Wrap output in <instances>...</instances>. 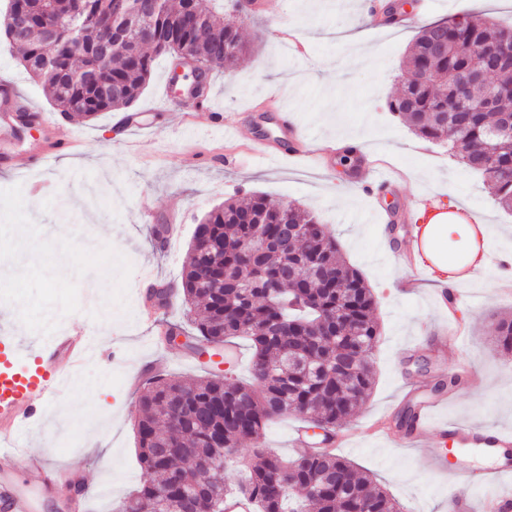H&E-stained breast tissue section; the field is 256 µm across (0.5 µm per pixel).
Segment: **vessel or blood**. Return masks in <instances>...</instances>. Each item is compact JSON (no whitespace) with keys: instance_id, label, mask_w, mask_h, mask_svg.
Masks as SVG:
<instances>
[{"instance_id":"b4317fda","label":"vessel or blood","mask_w":512,"mask_h":512,"mask_svg":"<svg viewBox=\"0 0 512 512\" xmlns=\"http://www.w3.org/2000/svg\"><path fill=\"white\" fill-rule=\"evenodd\" d=\"M26 113L31 122L46 125L50 143L47 154L34 156L33 165H41L46 155L70 151L76 131L67 123L36 111L17 92L14 84L0 81V166L9 167L12 158L6 148L15 138L12 115ZM278 131L275 146L259 145L258 156L269 159L313 157L317 166H324L327 151L311 152L298 129L296 118L288 111L274 115ZM403 172L386 173L381 162L361 157L356 179L371 199H378L382 190L394 187ZM432 227L428 224L408 226L401 249H394L390 233H382L385 252H397L403 264L416 276L427 277L441 284L432 305L441 317H452L451 329H440L434 341L463 340L466 326L455 317L466 296L463 283L490 266L494 254L488 238L490 228L474 225V238L468 252L449 262L435 249ZM95 350L94 338L85 328H71L49 343L24 349L9 336H0V512H40L44 503L62 498L63 487H81L85 480L76 465L60 466L42 452L33 450L26 431L33 419L41 416L59 393L62 380L88 363ZM445 398L420 401L415 410L414 428L409 435L411 445H424L427 463L448 483L450 512H512V491L497 490L499 481L512 477V433L486 429L467 422L448 421L436 417ZM469 446L495 454L497 466L470 471L459 477L448 467L449 446ZM489 487L484 502H476L470 486Z\"/></svg>"}]
</instances>
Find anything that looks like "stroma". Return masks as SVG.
I'll use <instances>...</instances> for the list:
<instances>
[{
	"label": "stroma",
	"mask_w": 512,
	"mask_h": 512,
	"mask_svg": "<svg viewBox=\"0 0 512 512\" xmlns=\"http://www.w3.org/2000/svg\"><path fill=\"white\" fill-rule=\"evenodd\" d=\"M295 29L308 46L306 60L283 55L281 33ZM419 25L383 32L370 28L361 8L348 0H264L262 13L245 19L242 35L253 51L239 66L210 75L215 111L231 116L255 102L278 95L301 121L303 133L339 148L325 168L306 161H264L247 151L259 134L248 126L224 130L209 125L186 129V96L165 94L173 65L159 57L133 111L145 112L152 127L148 148L129 146L118 111L96 118L71 117L83 140L78 153L58 155L45 168H31V156L48 146L47 132L36 125L20 128L12 148L15 168L0 171V274L15 292L0 299V318L15 335L35 341L38 321L32 306L47 309L66 326L82 323L97 342L94 358L80 379H68L48 411L33 424L36 450L59 465L84 468L92 487L88 512H112L144 481L134 431L137 393L124 375L146 361L159 372L191 384L206 376L181 345H153L139 316L149 288L140 278L151 267L159 283L180 282L196 225L228 198L262 194L275 205L312 211L336 236L345 260L357 268L377 301L381 336L374 353L372 393L344 425L352 432L338 453L387 488L404 512H448V488L426 465L421 451L408 450L363 433L369 415L399 414L405 384L427 398L438 381L464 362L476 369L482 385H464L447 394L441 417L464 419L485 428L512 430V354L495 342L499 316L512 314V295L498 292V269L489 267L466 284L471 303L459 313L468 326L463 342L449 341L444 357L430 347L414 346L429 336L438 315L430 288L405 295L409 272L396 267L378 247L381 223L362 188L341 163L342 144L352 143L390 168L407 169L409 178L392 198L413 208H461L473 223L489 225L496 254H512V213L504 211L479 175L450 157L445 146L417 137L388 109L406 78L404 61ZM14 79L20 91L48 116H55L49 92L32 80L15 53L0 43V79ZM174 215L179 233L161 242L156 230ZM112 273V311L92 300L90 277ZM121 353L112 383L98 382L111 352Z\"/></svg>",
	"instance_id": "stroma-1"
}]
</instances>
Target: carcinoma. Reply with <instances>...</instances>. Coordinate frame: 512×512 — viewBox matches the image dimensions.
<instances>
[{
    "mask_svg": "<svg viewBox=\"0 0 512 512\" xmlns=\"http://www.w3.org/2000/svg\"><path fill=\"white\" fill-rule=\"evenodd\" d=\"M114 0H3L0 16L17 9L29 17L20 36H7L21 65L49 91L56 109L93 118L127 107L149 81L153 62L184 52L211 68L234 65L249 53L238 0H177L151 15L149 31L130 27L124 51L96 19ZM512 40V28L476 17H454L423 27L405 60L408 78L388 103L421 139L446 143L478 173L495 202L512 211V135L489 156L487 131L512 119V61L493 51ZM484 71L473 96L493 95L494 110L461 109L451 79ZM430 73L433 82L418 79ZM279 208L261 195L228 199L202 219L205 241L190 243L180 295L200 343L251 342L253 382L217 375L183 385L172 375L147 383L139 399L138 460L148 479L116 512H224L237 493L257 512H402L386 488L331 452L286 459L259 445L265 425L288 411L331 432L365 402L375 384L373 353L380 336L377 300L361 274L343 259L336 238L308 210L294 207L299 231L284 238ZM263 221L268 252L251 259L244 248ZM497 343L512 352V315L498 318ZM246 439L258 444L236 456ZM237 464L241 479L224 485L219 473Z\"/></svg>",
    "mask_w": 512,
    "mask_h": 512,
    "instance_id": "carcinoma-1",
    "label": "carcinoma"
}]
</instances>
